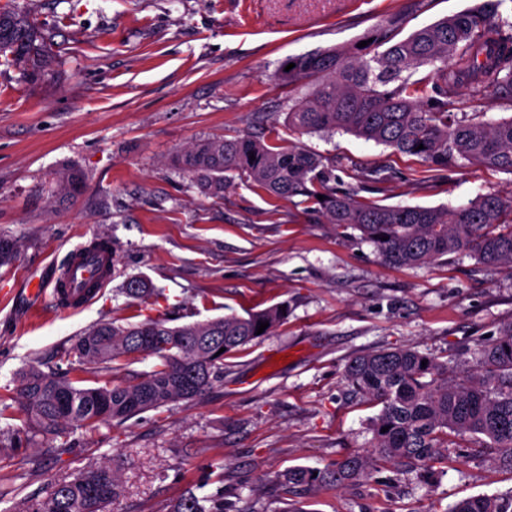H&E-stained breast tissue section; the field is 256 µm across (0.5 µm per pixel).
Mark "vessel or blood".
<instances>
[{"label": "vessel or blood", "mask_w": 512, "mask_h": 512, "mask_svg": "<svg viewBox=\"0 0 512 512\" xmlns=\"http://www.w3.org/2000/svg\"><path fill=\"white\" fill-rule=\"evenodd\" d=\"M111 278V248L92 249L80 246L71 252L51 282H36L35 292L38 297L47 298L52 307L76 310L95 298L94 292L86 291V284L92 283L97 289H101Z\"/></svg>", "instance_id": "vessel-or-blood-1"}]
</instances>
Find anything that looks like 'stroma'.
I'll list each match as a JSON object with an SVG mask.
<instances>
[{
  "label": "stroma",
  "instance_id": "35a3bbf8",
  "mask_svg": "<svg viewBox=\"0 0 512 512\" xmlns=\"http://www.w3.org/2000/svg\"><path fill=\"white\" fill-rule=\"evenodd\" d=\"M477 0H0L30 13L55 54L48 80L29 83L0 57V238L17 242L0 265V512L88 462H111L112 512H169L187 491L223 493L227 512H290L276 484L295 466L326 469L373 445L378 409L347 383L354 356L404 347L462 373L480 343L512 322V273L466 253L425 265L385 264L359 231L325 223L299 198L278 199L231 174L223 197L175 164L185 146L249 136L322 156L336 184L384 170L362 200L384 206H457L512 197V174L467 162L431 168L421 158L338 131L302 134L286 112L312 90L278 76L291 57L391 29L396 39ZM452 112L512 117V96L460 92ZM63 167L81 194L53 199ZM112 241V281L88 306L59 311L28 291L71 250ZM133 279L155 293L128 297ZM287 303L288 318L224 361L200 399L123 424L31 432L18 373L48 371L75 336L99 322L174 324L245 315ZM286 364L274 363L277 355ZM512 491V465L472 444L432 467L379 463L370 478L320 486L311 512H448L457 501Z\"/></svg>",
  "mask_w": 512,
  "mask_h": 512
}]
</instances>
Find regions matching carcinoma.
<instances>
[{"mask_svg": "<svg viewBox=\"0 0 512 512\" xmlns=\"http://www.w3.org/2000/svg\"><path fill=\"white\" fill-rule=\"evenodd\" d=\"M501 2L480 0L397 42L376 30L362 37L368 42L362 48L352 42L285 60L295 64L280 71L288 82L316 81L289 108L288 126L301 133L342 130L418 156L437 169L463 159L512 173V118L475 122L465 113L448 116V99L462 89L474 97L491 87L512 92V22L499 13ZM51 54V38L33 18L0 10V56L18 66L29 82L44 80ZM423 67L429 73L413 78ZM176 163L211 195H221L226 173L235 172L275 197L302 196L327 223L359 231L392 266L468 252L489 269L512 271L511 197L486 194L458 207L381 206L359 199L354 188L336 189L321 156L248 136L198 141L184 148ZM82 185L78 170L62 169L55 176V197L73 199ZM283 312V305L276 304L245 317L175 326L164 318L128 327L97 323L64 352L68 362L76 360L97 374L111 372L112 362L120 358L151 355L157 364L128 382L108 379L98 386L79 385L32 365L19 375L20 404L37 431L122 423L197 399L224 377V359L268 335L287 319ZM262 322L269 326L258 335ZM144 334L155 341L142 344ZM220 346L222 353L217 352ZM345 379L380 407L371 421L374 446L367 455L346 457L331 471L301 466L285 471L279 482L291 493L366 479L379 461L429 466L441 449L459 448L463 441L498 450L512 466V322L481 346L476 365L458 378L434 357L394 347L354 356ZM384 427L388 431L383 433ZM117 491L112 466L94 463L55 483L46 498L18 503L15 512H110ZM170 512H224V499L188 492L172 502ZM449 512H512V493L465 498Z\"/></svg>", "mask_w": 512, "mask_h": 512, "instance_id": "carcinoma-1", "label": "carcinoma"}]
</instances>
